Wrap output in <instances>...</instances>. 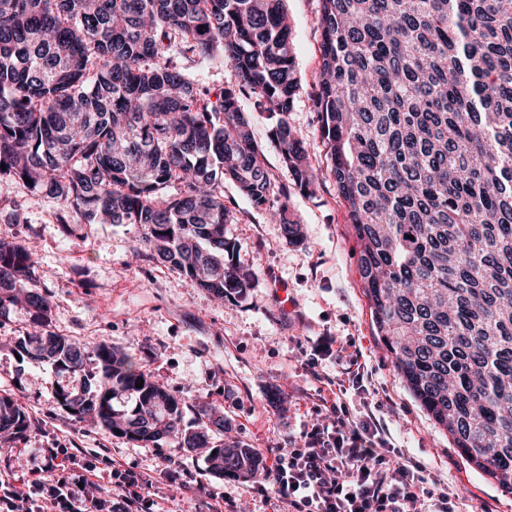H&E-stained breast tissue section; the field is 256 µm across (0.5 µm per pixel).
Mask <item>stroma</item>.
<instances>
[{
	"label": "stroma",
	"instance_id": "1",
	"mask_svg": "<svg viewBox=\"0 0 512 512\" xmlns=\"http://www.w3.org/2000/svg\"><path fill=\"white\" fill-rule=\"evenodd\" d=\"M299 80L288 121L305 143L319 181L314 193L292 192L303 237L288 241L233 184L224 203L237 216L224 233L249 280L244 294L218 300L169 266L137 258L133 224L82 225L61 219L56 200L33 197L22 182L0 176V237L21 242L38 262L51 302V328L90 343L104 341L131 357L174 396L224 412L226 442L271 451L320 425L326 399H341L353 419L376 421L395 456L422 467L437 488L457 496L460 512H512V493L469 465L412 397L378 336L358 269L359 247L347 208L326 171L318 115L312 108L321 65L320 0H285ZM242 110L278 183L292 177L267 137L268 123L243 100ZM18 211L21 223L5 220ZM28 326L24 311L0 318V395L12 397L30 427L0 452V479L31 484L33 450L72 448L97 458V491L111 488L110 461L158 470L168 512H207L206 498L186 492L203 483L224 493L226 512H283L257 479L210 473L206 449L166 441L143 448L108 431L63 417L56 405L62 377L55 367L17 360L12 339Z\"/></svg>",
	"mask_w": 512,
	"mask_h": 512
}]
</instances>
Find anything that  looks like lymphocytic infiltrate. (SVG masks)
Instances as JSON below:
<instances>
[{"instance_id":"1","label":"lymphocytic infiltrate","mask_w":512,"mask_h":512,"mask_svg":"<svg viewBox=\"0 0 512 512\" xmlns=\"http://www.w3.org/2000/svg\"><path fill=\"white\" fill-rule=\"evenodd\" d=\"M329 423L303 432L300 443L277 449L264 478L288 512H457L448 492L430 487L420 468L390 463L377 425L355 421L344 404L330 403ZM39 472H57L50 482L25 489L5 486L0 512H166L153 492V470L112 462V493L88 495L95 462L48 448Z\"/></svg>"}]
</instances>
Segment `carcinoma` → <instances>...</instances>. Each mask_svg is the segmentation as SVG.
<instances>
[{
    "instance_id": "carcinoma-1",
    "label": "carcinoma",
    "mask_w": 512,
    "mask_h": 512,
    "mask_svg": "<svg viewBox=\"0 0 512 512\" xmlns=\"http://www.w3.org/2000/svg\"><path fill=\"white\" fill-rule=\"evenodd\" d=\"M321 4L312 107L375 326L461 455L512 493V0ZM166 43L226 62L237 82L210 96L161 59ZM298 87L284 0H0V175L86 224L137 225L135 252L234 299L247 280L224 235V183L302 236L291 190L317 175L288 122ZM244 97L292 186L270 178ZM22 302L30 330L15 351L65 374L62 415L148 448L209 446L214 474L257 476L256 451L212 444L219 407L177 399L110 345L53 332L35 261L1 237L0 314ZM28 427L0 395V444Z\"/></svg>"
}]
</instances>
